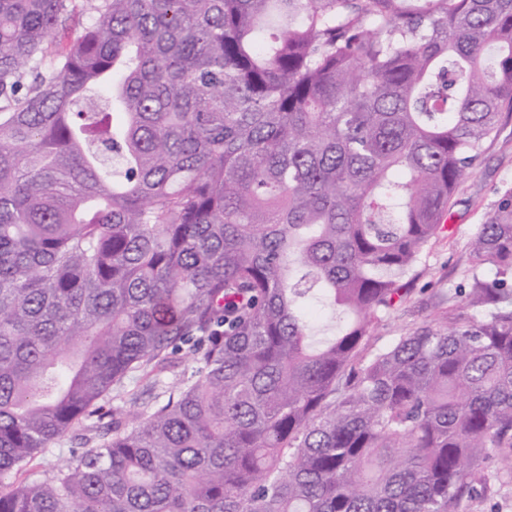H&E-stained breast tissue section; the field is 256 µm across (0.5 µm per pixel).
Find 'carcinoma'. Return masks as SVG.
Listing matches in <instances>:
<instances>
[{"instance_id": "carcinoma-1", "label": "carcinoma", "mask_w": 512, "mask_h": 512, "mask_svg": "<svg viewBox=\"0 0 512 512\" xmlns=\"http://www.w3.org/2000/svg\"><path fill=\"white\" fill-rule=\"evenodd\" d=\"M75 2L0 0V482L109 439L0 512H453L512 470L511 192L369 347L512 116V0ZM149 379L145 377L142 372L135 373L124 380V382L109 395V404L107 407L112 405L125 406L127 409H139L142 407L141 401L134 402V397L140 395L144 390L147 389ZM82 437L93 438V442L98 445L103 442L101 433L87 431V424L78 426L73 432L52 442L49 448L38 453L28 470L19 478L13 475L6 478L4 484L15 483L17 485L22 479L31 481L51 477L60 467L72 462L76 455L80 454L84 442V439H81Z\"/></svg>"}]
</instances>
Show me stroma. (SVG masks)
<instances>
[{"label":"stroma","instance_id":"stroma-1","mask_svg":"<svg viewBox=\"0 0 512 512\" xmlns=\"http://www.w3.org/2000/svg\"><path fill=\"white\" fill-rule=\"evenodd\" d=\"M509 190L512 191V119L503 122L480 161L462 178L451 202L447 232L425 248L408 302L380 322L372 338L373 347H386L433 317L439 301L461 283L470 264L471 242ZM87 436L97 444L103 441L101 433L91 434L86 426H78L38 453L25 472V479L51 477L80 454L82 440ZM478 474L485 479L480 496L460 499L455 512H512V471L504 469L500 456L483 459Z\"/></svg>","mask_w":512,"mask_h":512}]
</instances>
